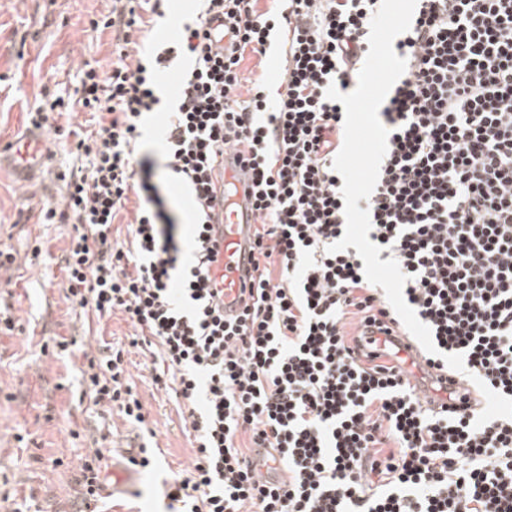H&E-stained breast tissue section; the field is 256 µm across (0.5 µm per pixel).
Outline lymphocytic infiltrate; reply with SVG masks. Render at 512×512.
<instances>
[{
	"label": "lymphocytic infiltrate",
	"instance_id": "f902f5d3",
	"mask_svg": "<svg viewBox=\"0 0 512 512\" xmlns=\"http://www.w3.org/2000/svg\"><path fill=\"white\" fill-rule=\"evenodd\" d=\"M111 2V65L84 69L73 98L38 115L81 110L95 125L44 219L72 227L65 301L99 320L121 314L129 346L163 365L153 380L173 394L193 449L167 498L184 512H512V419L474 428L477 410L453 388L429 407L404 358L379 345L402 321L356 249L327 251L345 228L332 167L344 107L325 91L356 86L381 0H288L274 99L262 81L242 85L246 55L266 56L279 31L259 0H200L181 41L148 51L136 36L166 0ZM217 21L232 34L222 48ZM393 48L407 68L379 110L388 152L358 202L368 238L408 276L405 300L438 349L423 353L427 366L444 373L445 355L463 354L512 398V0H417ZM177 54L193 67L165 148L142 150L144 120L161 109L156 75ZM228 149L249 167L258 213L252 275L230 322L211 286L206 223ZM173 183L193 197L191 221ZM131 200L128 237L114 239ZM125 349L82 352L80 372L94 405L145 429ZM258 448L277 450L284 478L255 471Z\"/></svg>",
	"mask_w": 512,
	"mask_h": 512
}]
</instances>
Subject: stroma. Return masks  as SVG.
<instances>
[{"label":"stroma","instance_id":"1","mask_svg":"<svg viewBox=\"0 0 512 512\" xmlns=\"http://www.w3.org/2000/svg\"><path fill=\"white\" fill-rule=\"evenodd\" d=\"M110 7V0H0V141L20 138L31 128L33 111L73 93L84 65L110 63L111 30L91 26L104 21ZM197 11L196 0H171L142 45L177 41L182 23ZM89 119L78 111L44 124L53 158L29 187L19 188L11 167H0V245L17 258L0 274V311L14 324L12 330L0 329V501L25 500L34 512H72L80 459L102 427L113 433L104 455L115 465L140 442L137 428L93 404L74 358L56 346L72 338L118 345L132 334L121 317L97 321L75 315L62 293L61 255L71 227L42 221L61 199L54 173L74 163V135L88 131ZM126 359L156 432L157 465L135 470L133 481L99 507L168 512L163 481L190 464V441L173 399L154 384L148 357L133 348Z\"/></svg>","mask_w":512,"mask_h":512}]
</instances>
